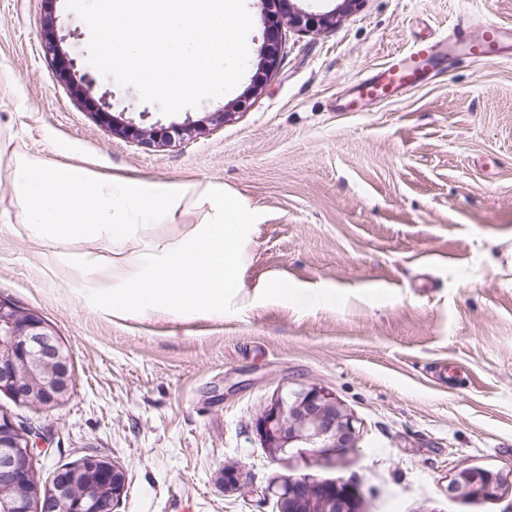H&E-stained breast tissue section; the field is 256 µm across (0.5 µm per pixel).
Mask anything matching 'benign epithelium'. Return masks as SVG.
I'll return each instance as SVG.
<instances>
[{"mask_svg":"<svg viewBox=\"0 0 512 512\" xmlns=\"http://www.w3.org/2000/svg\"><path fill=\"white\" fill-rule=\"evenodd\" d=\"M264 25L260 63L270 72L277 64L283 22L270 13ZM288 25L306 31L315 18L290 10ZM43 51L61 78L70 79L72 60L51 24ZM96 116L146 148L164 141L153 130L109 112ZM73 386L69 351L53 327L37 313L0 296V393L18 404L51 407L67 398ZM255 429L272 460L294 461L303 470L297 477L283 475L269 484L267 492L276 498L278 512H359L358 497L349 484L325 481L310 472L318 461L336 459L356 441L353 419L332 392L304 384L279 391L256 417ZM36 449L31 432L0 408V512H107L126 490L122 466L98 455L56 469L50 483L35 490ZM511 489L512 481L503 475L478 468L465 470L448 483V494L459 498L502 497Z\"/></svg>","mask_w":512,"mask_h":512,"instance_id":"7a95c632","label":"benign epithelium"}]
</instances>
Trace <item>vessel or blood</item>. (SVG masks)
<instances>
[{
    "label": "vessel or blood",
    "instance_id": "obj_1",
    "mask_svg": "<svg viewBox=\"0 0 512 512\" xmlns=\"http://www.w3.org/2000/svg\"><path fill=\"white\" fill-rule=\"evenodd\" d=\"M512 61V30L490 25L453 28L451 35L413 43L385 64L374 79L358 86L360 97L393 101L406 90L426 85L427 72L448 61Z\"/></svg>",
    "mask_w": 512,
    "mask_h": 512
}]
</instances>
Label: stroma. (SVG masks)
I'll list each match as a JSON object with an SVG mask.
<instances>
[{
  "label": "stroma",
  "mask_w": 512,
  "mask_h": 512,
  "mask_svg": "<svg viewBox=\"0 0 512 512\" xmlns=\"http://www.w3.org/2000/svg\"><path fill=\"white\" fill-rule=\"evenodd\" d=\"M230 92L172 115L98 79L66 0H0V296L38 312L70 351L67 399L14 407L42 475L89 452L118 461L112 512H277L257 414L314 384L352 415L354 448L315 466L362 512H512L450 496L467 467L512 471V63L474 62L403 100L338 111L355 85L463 18L512 27V0H362L331 25L284 29L259 70L263 6ZM74 77L112 115L205 126L153 149L114 134L45 58L47 23ZM232 107L230 119L217 112ZM213 185L257 216L231 312L115 318L85 299L105 275L54 262L103 243L33 241L9 182L16 160ZM291 297H271L270 280ZM241 474L224 487V469Z\"/></svg>",
  "instance_id": "1"
}]
</instances>
